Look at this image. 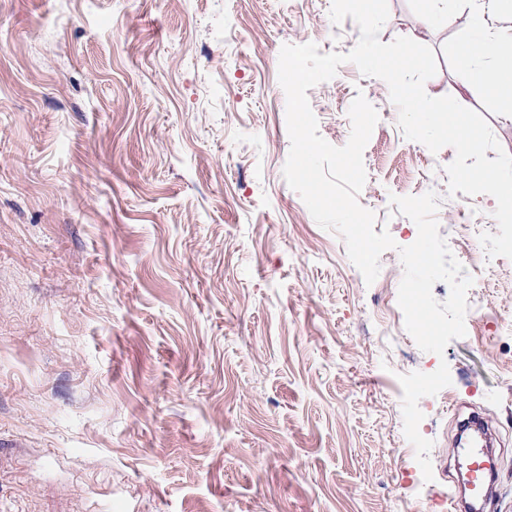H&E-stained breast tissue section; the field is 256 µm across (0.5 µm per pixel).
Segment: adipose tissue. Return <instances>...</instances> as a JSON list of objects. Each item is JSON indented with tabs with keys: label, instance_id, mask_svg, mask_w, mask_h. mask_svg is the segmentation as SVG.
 <instances>
[{
	"label": "adipose tissue",
	"instance_id": "1",
	"mask_svg": "<svg viewBox=\"0 0 512 512\" xmlns=\"http://www.w3.org/2000/svg\"><path fill=\"white\" fill-rule=\"evenodd\" d=\"M472 38L454 57L455 75L477 98L512 104V28L500 26L512 0H460Z\"/></svg>",
	"mask_w": 512,
	"mask_h": 512
}]
</instances>
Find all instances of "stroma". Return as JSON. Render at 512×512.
I'll return each instance as SVG.
<instances>
[{
  "mask_svg": "<svg viewBox=\"0 0 512 512\" xmlns=\"http://www.w3.org/2000/svg\"><path fill=\"white\" fill-rule=\"evenodd\" d=\"M332 0H0V512H448L457 420L495 432L493 512H512V259H487L495 199L448 190L453 148L398 125L389 87L350 62L308 91L344 146L364 95L379 120L359 203L388 231L366 283L283 169V45L346 53ZM467 19L423 35L424 84L479 112L453 57ZM435 193L473 283L466 334L422 351L398 305L391 196ZM447 363L422 397L425 481L399 375Z\"/></svg>",
  "mask_w": 512,
  "mask_h": 512,
  "instance_id": "35a3bbf8",
  "label": "stroma"
}]
</instances>
